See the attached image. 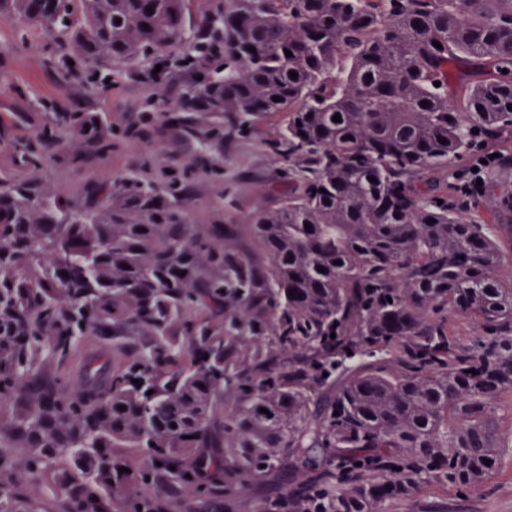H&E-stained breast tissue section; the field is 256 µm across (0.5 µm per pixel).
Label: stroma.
Segmentation results:
<instances>
[{
  "instance_id": "1",
  "label": "stroma",
  "mask_w": 512,
  "mask_h": 512,
  "mask_svg": "<svg viewBox=\"0 0 512 512\" xmlns=\"http://www.w3.org/2000/svg\"><path fill=\"white\" fill-rule=\"evenodd\" d=\"M43 32L26 29L11 11L0 12V71L15 89H0V176L39 181L53 196H84L87 186L112 182L143 165L192 164L199 173L189 188L188 221L192 224L237 223L239 215L256 204L272 205L295 191L285 171L288 163L276 158L268 144L281 131L286 117L279 114L233 140L209 141L185 134L175 124L146 119L151 99L174 101L184 83L194 79L189 69H174L162 83L137 77L120 78L97 96H87L78 80H62L49 66ZM96 116L112 135L107 153L73 162L69 153L50 149L41 169L23 167L22 144L64 112ZM471 215L487 218L493 238L512 252V168L488 172L482 189L470 198ZM391 512H512V447L501 449L497 469L478 492L430 487Z\"/></svg>"
}]
</instances>
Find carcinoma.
Listing matches in <instances>:
<instances>
[{
	"label": "carcinoma",
	"mask_w": 512,
	"mask_h": 512,
	"mask_svg": "<svg viewBox=\"0 0 512 512\" xmlns=\"http://www.w3.org/2000/svg\"><path fill=\"white\" fill-rule=\"evenodd\" d=\"M3 10L94 93L162 80L158 60L191 69L174 110L203 140L285 114L273 149L300 191L216 239L162 168L65 204L0 177V512H40L46 490L61 512H390L491 478L512 253L425 176L512 128V0H224L191 23L184 0ZM462 55L487 77L451 105ZM88 122L66 113L24 162L74 136L106 151ZM450 315L485 335L460 346ZM89 336L112 356L75 388Z\"/></svg>",
	"instance_id": "obj_1"
}]
</instances>
